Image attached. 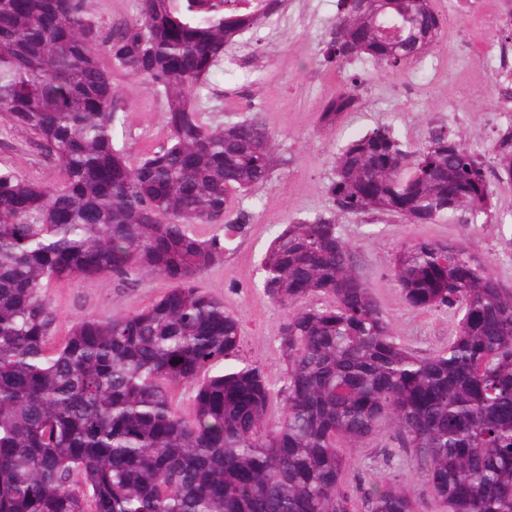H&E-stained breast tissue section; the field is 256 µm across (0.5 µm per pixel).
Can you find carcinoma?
Here are the masks:
<instances>
[{
    "mask_svg": "<svg viewBox=\"0 0 512 512\" xmlns=\"http://www.w3.org/2000/svg\"><path fill=\"white\" fill-rule=\"evenodd\" d=\"M277 2L139 0L135 22L107 27L88 0H0V120L58 170L51 187L0 170V512H416L381 477L357 505L342 490L343 449L389 427L444 512H512V291L466 246L410 239L396 255L412 307L460 316L446 347L418 357L392 335L336 215L283 225L261 262L287 311L279 387L240 353V321L195 285L250 227L233 196L268 181L276 158L258 114L219 128L191 101ZM364 2L337 0L326 61L398 74L424 58L419 32L444 24L433 0ZM101 45L168 103L166 140L133 159L114 146ZM358 90L326 102L323 126L358 107ZM493 151L491 169L443 127L410 150L380 124L341 150L327 192L344 215L475 217L493 206L490 178L512 183V124ZM73 277L171 288L140 311L78 318L54 345L47 288ZM179 385L194 388L188 414Z\"/></svg>",
    "mask_w": 512,
    "mask_h": 512,
    "instance_id": "1",
    "label": "carcinoma"
}]
</instances>
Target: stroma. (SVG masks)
<instances>
[{
    "label": "stroma",
    "instance_id": "35a3bbf8",
    "mask_svg": "<svg viewBox=\"0 0 512 512\" xmlns=\"http://www.w3.org/2000/svg\"><path fill=\"white\" fill-rule=\"evenodd\" d=\"M449 21L427 50L423 64L392 74L370 59L346 64L325 60L322 49L336 21V0H288L287 17L277 30L268 25L244 31L220 67L210 73L200 100L209 123L221 124L259 114L275 140L280 159L272 177L239 196L252 214L247 235L223 262L206 270L198 288L223 301L241 322L242 354L258 362L272 380L284 368L280 336L287 312L265 294L261 259L283 224L331 212L327 193L336 155L348 142L380 124L392 126L411 147L422 145L430 128L445 127L472 148L491 154L500 129L512 125L502 112L495 76L487 60L500 49V34L512 24L506 0H435ZM359 78L360 104L332 127L319 121L325 102ZM118 89L124 130L118 146L137 155L168 134L167 105L138 78L122 72ZM9 167L41 185L57 180L53 163L40 153L25 130L0 123V168ZM493 208L465 224L444 217L434 224H402L379 212L337 219L351 246L360 278L373 290L393 336L408 350L429 355L447 344L458 317L448 311L410 306L393 278L396 252L403 241L422 238L465 244L512 289V183L492 181ZM169 288L149 277L130 286L112 279L74 278L49 288L56 313L55 341L73 320L141 310ZM343 486L355 495L365 481L384 475L397 480L419 512H440L412 451L393 447L388 434L374 436L346 451Z\"/></svg>",
    "mask_w": 512,
    "mask_h": 512
}]
</instances>
